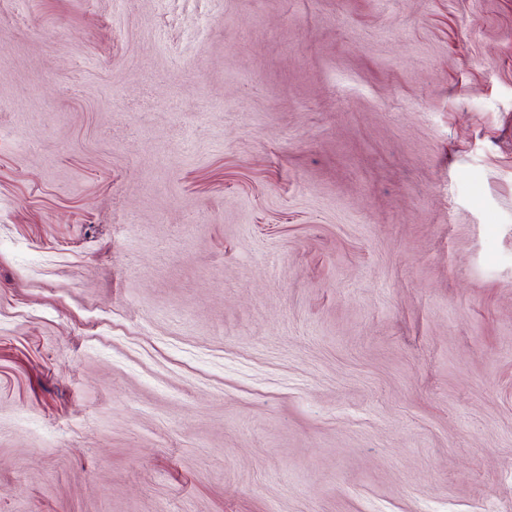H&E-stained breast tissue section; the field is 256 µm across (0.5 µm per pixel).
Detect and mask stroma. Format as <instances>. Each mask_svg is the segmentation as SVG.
<instances>
[{"label": "stroma", "mask_w": 512, "mask_h": 512, "mask_svg": "<svg viewBox=\"0 0 512 512\" xmlns=\"http://www.w3.org/2000/svg\"><path fill=\"white\" fill-rule=\"evenodd\" d=\"M0 512H512V0H0Z\"/></svg>", "instance_id": "obj_1"}]
</instances>
